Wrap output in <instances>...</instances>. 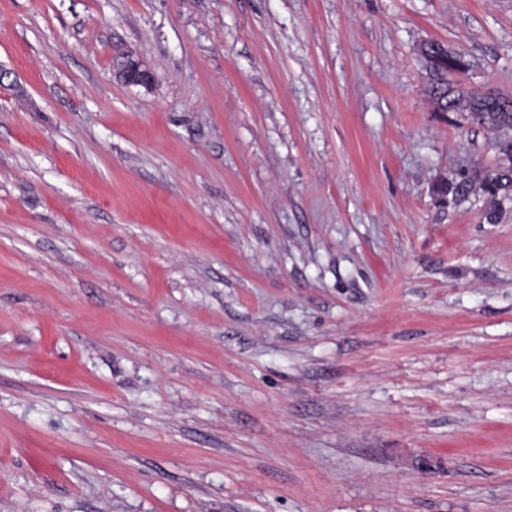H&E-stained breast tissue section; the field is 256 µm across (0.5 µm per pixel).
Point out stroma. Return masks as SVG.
Listing matches in <instances>:
<instances>
[{"mask_svg": "<svg viewBox=\"0 0 512 512\" xmlns=\"http://www.w3.org/2000/svg\"><path fill=\"white\" fill-rule=\"evenodd\" d=\"M512 0H0V512H512ZM152 68L112 77V50ZM424 55L431 61L427 89L438 112H465L474 125L497 135L499 153L512 161V97L478 90L454 91L448 87V73L465 68L460 54L448 57V50L439 43H430ZM113 76L122 84L148 87L154 75L147 63L131 50L118 49L112 56ZM472 180L479 182L483 193L487 196L489 200L488 216L492 220L501 202L512 197V166L503 167L491 174L474 173L471 179L465 178V181L456 185L440 184L437 186L436 192L442 197L451 194L454 198L466 190Z\"/></svg>", "mask_w": 512, "mask_h": 512, "instance_id": "35a3bbf8", "label": "stroma"}]
</instances>
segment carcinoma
<instances>
[{
  "mask_svg": "<svg viewBox=\"0 0 512 512\" xmlns=\"http://www.w3.org/2000/svg\"><path fill=\"white\" fill-rule=\"evenodd\" d=\"M424 55L431 61L427 92L436 111L465 113L472 124L497 135L499 153L512 161V97L478 90L454 91L448 87V73L465 68L463 57H448V50L439 43L429 44ZM473 179L479 182L489 200L488 216L495 217L501 202L512 197V166L491 174L475 173L472 178L456 185L441 184L436 192L443 197L456 196L466 190Z\"/></svg>",
  "mask_w": 512,
  "mask_h": 512,
  "instance_id": "obj_1",
  "label": "carcinoma"
}]
</instances>
